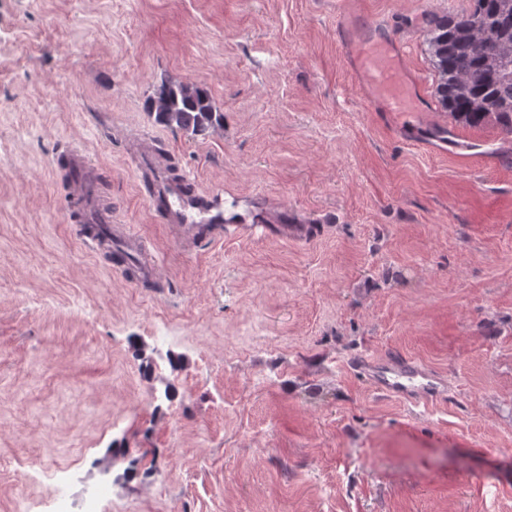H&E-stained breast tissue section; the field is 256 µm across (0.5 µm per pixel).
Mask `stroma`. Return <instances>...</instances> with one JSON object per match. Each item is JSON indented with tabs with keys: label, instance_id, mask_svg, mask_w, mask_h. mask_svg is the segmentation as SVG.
I'll return each mask as SVG.
<instances>
[{
	"label": "stroma",
	"instance_id": "1",
	"mask_svg": "<svg viewBox=\"0 0 512 512\" xmlns=\"http://www.w3.org/2000/svg\"><path fill=\"white\" fill-rule=\"evenodd\" d=\"M352 3L433 93L425 19L471 0ZM167 81L223 124H160ZM366 103L336 0H0V512H512V139ZM73 147L163 282L63 220ZM147 153L271 233L183 248ZM396 353L446 401L348 366ZM352 367L362 373L375 390L414 405L436 404L446 398V381L404 354L381 359L364 356L354 360Z\"/></svg>",
	"mask_w": 512,
	"mask_h": 512
}]
</instances>
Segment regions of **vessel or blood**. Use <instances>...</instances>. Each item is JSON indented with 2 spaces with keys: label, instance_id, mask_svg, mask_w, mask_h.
<instances>
[{
  "label": "vessel or blood",
  "instance_id": "b4317fda",
  "mask_svg": "<svg viewBox=\"0 0 512 512\" xmlns=\"http://www.w3.org/2000/svg\"><path fill=\"white\" fill-rule=\"evenodd\" d=\"M346 5L347 0H336L339 16L336 30L340 42L362 81L375 91L382 111H419V102L403 76L396 46L376 31L357 37ZM67 163L82 173L81 180L73 185L75 193L84 200H91L95 187L93 163L76 150L69 153ZM150 169L153 191L148 204L161 210L166 222L173 224L181 243L195 244L208 225L223 223L221 194L197 190L187 178L172 181L159 164H151ZM352 366L368 379L375 390L412 404H436L446 398L445 380L410 356L400 354L381 359L364 356L354 360Z\"/></svg>",
  "mask_w": 512,
  "mask_h": 512
}]
</instances>
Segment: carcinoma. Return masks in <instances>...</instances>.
<instances>
[{
    "mask_svg": "<svg viewBox=\"0 0 512 512\" xmlns=\"http://www.w3.org/2000/svg\"><path fill=\"white\" fill-rule=\"evenodd\" d=\"M455 16L431 15L426 41L435 73V96L444 111L472 129L493 125L512 134V0H472ZM167 102L156 120L173 130L203 134L218 126L206 89L187 83L162 84Z\"/></svg>",
    "mask_w": 512,
    "mask_h": 512,
    "instance_id": "obj_1",
    "label": "carcinoma"
}]
</instances>
